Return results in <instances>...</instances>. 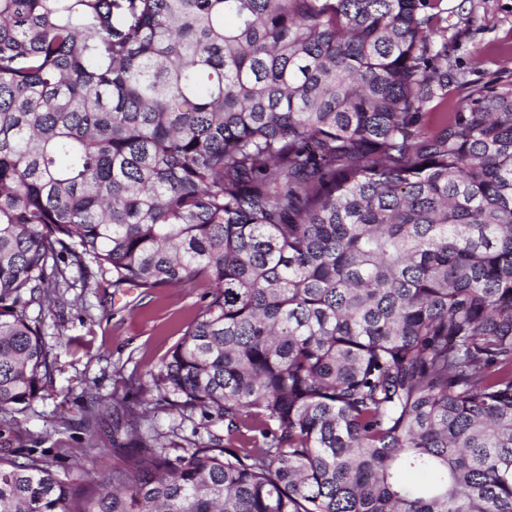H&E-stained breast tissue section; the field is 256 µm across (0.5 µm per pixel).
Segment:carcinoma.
<instances>
[{"mask_svg": "<svg viewBox=\"0 0 512 512\" xmlns=\"http://www.w3.org/2000/svg\"><path fill=\"white\" fill-rule=\"evenodd\" d=\"M442 2L0 0V416L95 269L212 289L150 386L225 431L130 408L84 500L0 456V512H512V82L423 129ZM155 413L152 423L160 432L168 433L172 428L177 429L180 437L186 436L198 442H207L211 435L224 438V422H208L199 410L185 412L186 419L175 410L162 407ZM196 430V436L192 432Z\"/></svg>", "mask_w": 512, "mask_h": 512, "instance_id": "cac0c4a2", "label": "carcinoma"}]
</instances>
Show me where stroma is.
<instances>
[{
  "label": "stroma",
  "mask_w": 512,
  "mask_h": 512,
  "mask_svg": "<svg viewBox=\"0 0 512 512\" xmlns=\"http://www.w3.org/2000/svg\"><path fill=\"white\" fill-rule=\"evenodd\" d=\"M448 10L449 85L445 111H456L466 86L512 81V0H444ZM204 286L138 288L114 292L107 280L91 278L88 287L68 289L64 304L44 305V340L55 359L52 385L32 401L18 422H0V455L17 460L43 457L61 471L99 479L118 459L111 453L112 416L101 413L96 433L82 425L84 404L99 395L138 406L150 374L180 340L208 302ZM152 422L166 433L208 441L224 425L208 422L200 411L179 414L157 410ZM101 455L83 458L88 446Z\"/></svg>",
  "instance_id": "35a3bbf8"
}]
</instances>
